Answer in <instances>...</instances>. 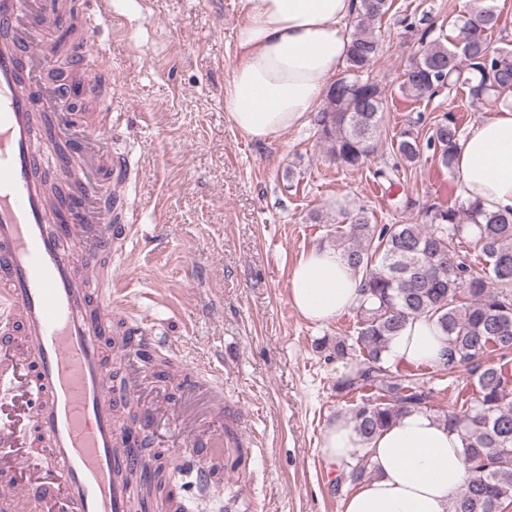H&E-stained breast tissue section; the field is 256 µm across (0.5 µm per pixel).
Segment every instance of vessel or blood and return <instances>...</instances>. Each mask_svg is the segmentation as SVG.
<instances>
[{
  "instance_id": "vessel-or-blood-1",
  "label": "vessel or blood",
  "mask_w": 512,
  "mask_h": 512,
  "mask_svg": "<svg viewBox=\"0 0 512 512\" xmlns=\"http://www.w3.org/2000/svg\"><path fill=\"white\" fill-rule=\"evenodd\" d=\"M61 18L53 0H0V335H20L29 349L20 358L6 342L0 345V470L16 476L0 495L45 503L52 512H127L139 487L117 474L127 464L117 450L125 432L119 406L143 374L133 373L118 388L112 359L129 354L139 337H153L173 360L182 391L207 395L218 412L224 374L178 363L176 346L144 320L128 324L121 349L105 347L117 302L112 270L137 233L127 189L138 170L127 153L112 148L120 113L99 126L82 125L67 97L43 82L64 53L81 69L102 70L86 93L111 99L112 68L101 65L98 50L110 21L107 0H86L84 32L63 53L49 36ZM39 112L51 115L42 127L34 120ZM49 139L79 152L98 145L93 159L108 166L93 178L60 168L74 188L66 215L48 202L39 175V144ZM77 246L95 255V263L78 269ZM178 432L169 449L171 478L183 473L208 485L218 468L195 452L199 424L180 422Z\"/></svg>"
}]
</instances>
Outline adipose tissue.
Instances as JSON below:
<instances>
[{"instance_id": "1", "label": "adipose tissue", "mask_w": 512, "mask_h": 512, "mask_svg": "<svg viewBox=\"0 0 512 512\" xmlns=\"http://www.w3.org/2000/svg\"><path fill=\"white\" fill-rule=\"evenodd\" d=\"M359 0H245L238 57L224 91L232 125L252 140L270 142L307 121L330 79L346 64L348 21ZM465 201L488 212L512 211V90L460 139L455 166ZM361 277L343 254L314 247L293 265L288 299L305 319L328 321L358 306ZM448 345L439 328L411 320L391 343L387 358L442 364ZM367 448L373 479L344 502L343 512H448L467 486L463 443L437 416L411 411L362 444L352 424L324 431L322 452L343 466Z\"/></svg>"}]
</instances>
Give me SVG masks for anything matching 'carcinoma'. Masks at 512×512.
<instances>
[{
	"label": "carcinoma",
	"mask_w": 512,
	"mask_h": 512,
	"mask_svg": "<svg viewBox=\"0 0 512 512\" xmlns=\"http://www.w3.org/2000/svg\"><path fill=\"white\" fill-rule=\"evenodd\" d=\"M392 7L393 0H360L344 75L328 87L315 117L318 139L341 170L363 167L378 151L385 92L371 73L381 50L382 22ZM402 22L421 44L419 56L402 73L405 96L429 99L460 83L476 104L512 88V49L492 46L499 15L487 0H470L452 22L451 40L432 37L434 28H422L408 15ZM459 140V125L449 114L433 124L424 145L413 129H405L392 145L399 162L374 176L390 179L389 172L400 165L417 163L425 148L451 171ZM342 218L340 250L361 274L364 294L355 336L334 346L336 357H356L354 369L335 385L336 396L355 400L347 421L365 444L403 414L431 411L427 381L414 370L392 371L386 353L407 321H434L448 336L445 366H465L474 377L473 392H461L456 408L441 415L459 433L471 474L450 512H506L512 505V212L433 202L421 210L418 224L379 225L364 208ZM465 242L484 257L483 272L460 254ZM154 459L145 496L165 498L166 464L159 455ZM372 476L363 452L345 464L334 490L344 481L355 487Z\"/></svg>",
	"instance_id": "carcinoma-1"
}]
</instances>
